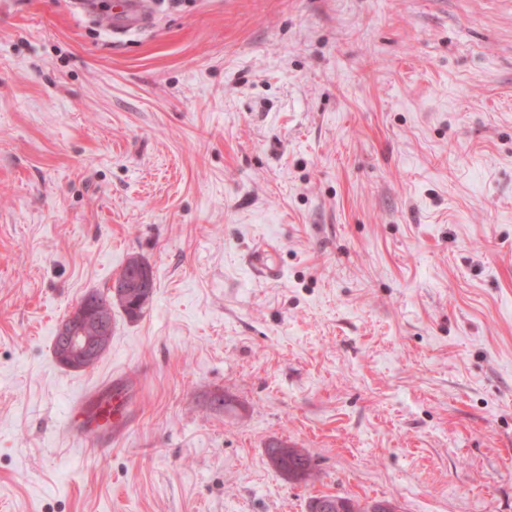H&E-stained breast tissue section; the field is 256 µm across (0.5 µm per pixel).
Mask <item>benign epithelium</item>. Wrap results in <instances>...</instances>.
I'll list each match as a JSON object with an SVG mask.
<instances>
[{
  "label": "benign epithelium",
  "mask_w": 512,
  "mask_h": 512,
  "mask_svg": "<svg viewBox=\"0 0 512 512\" xmlns=\"http://www.w3.org/2000/svg\"><path fill=\"white\" fill-rule=\"evenodd\" d=\"M153 284L151 268L136 261L128 270L127 277L112 282L113 297L127 309L135 311L140 296L149 293ZM108 321L106 310L89 300L77 306L59 327L56 360L75 371L96 361L108 347Z\"/></svg>",
  "instance_id": "obj_1"
}]
</instances>
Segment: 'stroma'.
<instances>
[{"mask_svg":"<svg viewBox=\"0 0 512 512\" xmlns=\"http://www.w3.org/2000/svg\"><path fill=\"white\" fill-rule=\"evenodd\" d=\"M113 2L0 0V512H512V0ZM132 256L151 304L63 368ZM122 16L112 25V33H123L129 27L143 25L149 18V1L121 0L119 9L113 12ZM138 259L145 262L140 257H129L122 267L119 274H124L127 264L130 260ZM136 261L128 270L125 278H120L112 282V293L114 299L121 301L123 305L132 311H137L140 302L139 296L146 294L139 311L135 315L129 312L112 298L110 328H108L109 316L105 309L97 306L88 299L108 304L110 298V287L104 291L96 290L85 295L74 311L62 322L58 333L55 336L54 351L56 360L64 367L79 371L83 370L88 364L96 361L108 347L107 333L109 330L110 341L112 338V304L120 308L131 319H135L143 314L150 304L154 294V278L151 268ZM146 263V262H145ZM153 290L149 293V291ZM149 293V294H148ZM79 303V304H80ZM58 334L60 342L58 344ZM58 344V346H57ZM57 346V348H56ZM97 386L86 388L72 399L65 425L81 437L112 440L121 423H116L115 405L100 401L94 393ZM112 412L114 419L112 420ZM285 444L280 441L271 442L266 448L268 458L272 465L282 474L291 477L302 479L310 475L311 471V459L303 448H293L292 451L288 452L287 457H280L279 462L276 463L275 456L277 452L284 448ZM321 498H334L339 502V508H336V502L334 500H321L315 504V508L318 512L329 511L330 509L336 508L335 512H377L375 509L381 507L382 504H392L391 502H372L368 504L361 505L358 502L353 501L352 499L341 496V495H323L320 497L314 498L309 504V512L314 511V502L316 500H320Z\"/></svg>","mask_w":512,"mask_h":512,"instance_id":"obj_1","label":"stroma"}]
</instances>
